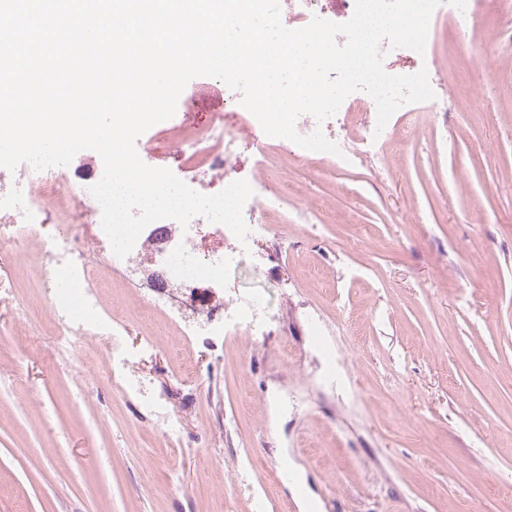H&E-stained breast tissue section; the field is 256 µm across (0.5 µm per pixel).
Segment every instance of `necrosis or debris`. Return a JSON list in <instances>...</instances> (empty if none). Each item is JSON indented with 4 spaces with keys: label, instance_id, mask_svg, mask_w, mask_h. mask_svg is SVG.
Here are the masks:
<instances>
[{
    "label": "necrosis or debris",
    "instance_id": "4bbe7bcc",
    "mask_svg": "<svg viewBox=\"0 0 512 512\" xmlns=\"http://www.w3.org/2000/svg\"><path fill=\"white\" fill-rule=\"evenodd\" d=\"M347 101V106L321 123L311 115H301L296 129L303 135L321 129L339 146L345 163L349 164L354 156L362 153L364 145L375 143L376 127L369 124L347 128L348 110L360 104L372 109L376 103L364 92L349 95ZM184 143L189 157L204 164L195 176V189L206 195L219 193L239 180L241 156L247 153L253 157L256 171L248 179L253 195L243 209L249 234L242 242L232 232H225L227 247L214 251L204 247L202 238L188 236L177 228L175 220L162 219L150 224L134 248L139 251L149 245L157 251L165 288L148 297L147 302L159 309L164 306L167 289L185 292L202 280L223 285L226 270L237 265L241 256L251 253L256 239L273 233L272 220L288 197L287 184L270 186L262 172L269 148L275 145L284 149L288 142L267 136L258 120L237 127L221 116L202 131L186 136ZM18 172L30 189L26 192L17 188L0 189V239L24 247L37 244V266L55 321L70 337L107 339L103 373L145 407L164 413V404L148 392L144 382L125 371L130 351L122 337L115 335L111 319L101 311V298L90 286L95 272L83 259L81 240L72 233L52 234L47 230L71 206L85 208L92 223H100L101 207L90 192L92 179L76 178L67 167L37 171L26 163L19 165Z\"/></svg>",
    "mask_w": 512,
    "mask_h": 512
}]
</instances>
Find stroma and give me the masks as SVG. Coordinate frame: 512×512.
I'll return each instance as SVG.
<instances>
[{
    "label": "stroma",
    "mask_w": 512,
    "mask_h": 512,
    "mask_svg": "<svg viewBox=\"0 0 512 512\" xmlns=\"http://www.w3.org/2000/svg\"><path fill=\"white\" fill-rule=\"evenodd\" d=\"M493 6L429 26L433 100L391 117L393 140L351 167L270 150L290 190L274 236L198 306L142 296L140 251L102 306L138 355L129 372L182 422L155 415L76 360L102 341L56 342L35 247L0 239V512H302L289 459L322 512H512V42ZM474 45L461 62L455 48ZM142 134L152 167L179 172L187 133L226 112L224 84ZM484 100L473 109V98ZM262 299L263 336H188L234 294ZM336 370L327 372L328 355Z\"/></svg>",
    "instance_id": "stroma-1"
}]
</instances>
